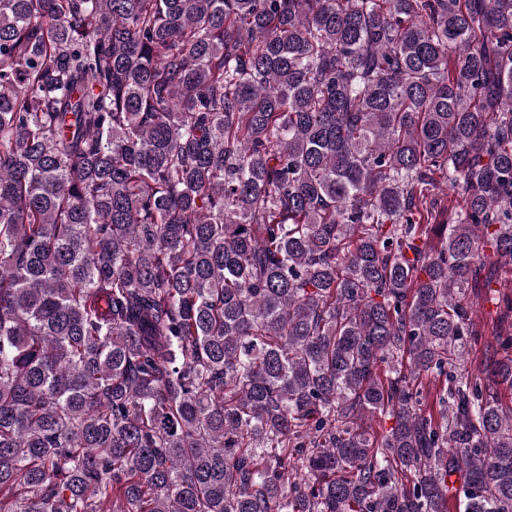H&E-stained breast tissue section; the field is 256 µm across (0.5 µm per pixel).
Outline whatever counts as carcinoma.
<instances>
[{
	"mask_svg": "<svg viewBox=\"0 0 512 512\" xmlns=\"http://www.w3.org/2000/svg\"><path fill=\"white\" fill-rule=\"evenodd\" d=\"M491 258L512 0H0V512H512ZM470 300L476 309L473 317L478 336L476 343L472 341L469 348L468 368L473 375L480 376L485 358L496 348V336L499 329L494 302L484 296L479 298L471 296Z\"/></svg>",
	"mask_w": 512,
	"mask_h": 512,
	"instance_id": "carcinoma-1",
	"label": "carcinoma"
}]
</instances>
